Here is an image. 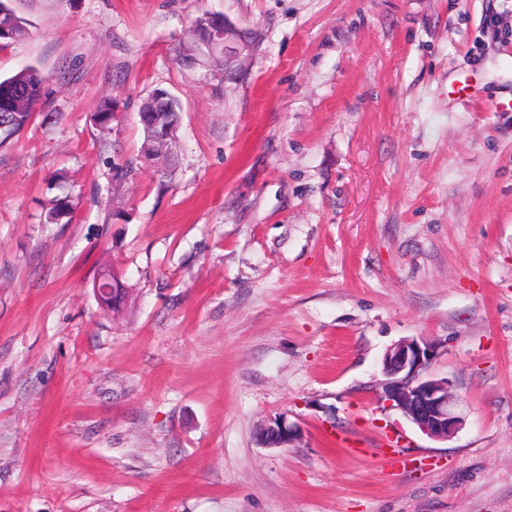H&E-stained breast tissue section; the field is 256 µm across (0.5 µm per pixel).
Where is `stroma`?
Instances as JSON below:
<instances>
[{
    "mask_svg": "<svg viewBox=\"0 0 512 512\" xmlns=\"http://www.w3.org/2000/svg\"><path fill=\"white\" fill-rule=\"evenodd\" d=\"M206 12L232 53L194 38ZM19 13L0 78L46 83L0 145V512H512V0ZM421 337L461 402L445 441L380 398ZM278 418L300 439L261 445ZM169 109H171V104L168 102V96L165 97L159 94L154 103L153 111L150 114L153 135L143 146L144 155L150 160L162 155L166 151L169 131L167 116L169 112L166 111Z\"/></svg>",
    "mask_w": 512,
    "mask_h": 512,
    "instance_id": "1",
    "label": "stroma"
}]
</instances>
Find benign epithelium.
I'll return each instance as SVG.
<instances>
[{
    "label": "benign epithelium",
    "mask_w": 512,
    "mask_h": 512,
    "mask_svg": "<svg viewBox=\"0 0 512 512\" xmlns=\"http://www.w3.org/2000/svg\"><path fill=\"white\" fill-rule=\"evenodd\" d=\"M234 37L224 15L214 14L204 24L200 41L208 47L224 50ZM169 109L168 98L158 95L150 114L153 135L143 146L144 155L150 160L166 151ZM94 283L100 303L105 307L112 304V297L119 293V288L110 277L100 275ZM437 355L438 347L423 338L402 340L388 349L382 359L381 398L388 408L398 411L428 438L446 441L461 429L464 418L458 409V400L450 392L448 379L422 376ZM298 434L297 426L276 419L265 425L259 436L272 447H282L294 442Z\"/></svg>",
    "instance_id": "7a95c632"
}]
</instances>
